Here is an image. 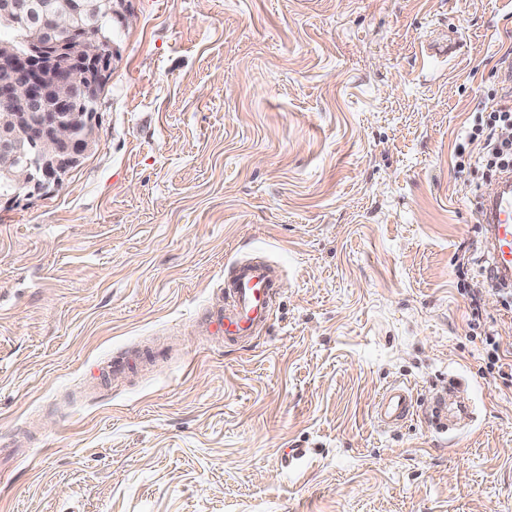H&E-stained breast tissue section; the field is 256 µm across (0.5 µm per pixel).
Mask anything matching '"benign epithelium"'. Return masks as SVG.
Segmentation results:
<instances>
[{
	"label": "benign epithelium",
	"instance_id": "obj_1",
	"mask_svg": "<svg viewBox=\"0 0 512 512\" xmlns=\"http://www.w3.org/2000/svg\"><path fill=\"white\" fill-rule=\"evenodd\" d=\"M28 0H0V23L17 26ZM110 16L112 0H64L46 14L49 30L23 28L0 42V177L21 191L58 185L91 148L93 129L74 111L95 108L112 42L78 14Z\"/></svg>",
	"mask_w": 512,
	"mask_h": 512
}]
</instances>
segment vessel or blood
<instances>
[{"mask_svg": "<svg viewBox=\"0 0 512 512\" xmlns=\"http://www.w3.org/2000/svg\"><path fill=\"white\" fill-rule=\"evenodd\" d=\"M498 191L482 198L478 205V222L484 231L487 251L492 260L495 282L512 285V173L498 178ZM283 293L278 268L264 260H239L224 278L225 308L218 311L215 323L225 346L252 342L268 327L274 308ZM436 421L452 430L460 413L466 412L463 397L445 401L435 394L430 401ZM413 409V393L404 385L393 384L381 393L375 406L378 421L390 426L407 418Z\"/></svg>", "mask_w": 512, "mask_h": 512, "instance_id": "b4317fda", "label": "vessel or blood"}]
</instances>
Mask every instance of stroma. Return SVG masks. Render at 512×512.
I'll return each instance as SVG.
<instances>
[{"instance_id":"stroma-1","label":"stroma","mask_w":512,"mask_h":512,"mask_svg":"<svg viewBox=\"0 0 512 512\" xmlns=\"http://www.w3.org/2000/svg\"><path fill=\"white\" fill-rule=\"evenodd\" d=\"M125 7L93 147L0 200V512H512V381L457 269L494 180L455 157L512 0ZM253 254L284 293L228 348L212 317ZM138 350L153 368L106 379ZM398 382L418 404L381 427ZM471 306V319L469 320L468 327L472 331L473 338L480 336L481 343L486 347L487 363L486 367L488 373L493 374L496 371L498 376L502 379H512V362L510 356V363L503 362L506 359L504 355H500L496 344V336H499L498 330L495 328L494 323L488 324L483 320L479 314L481 297L479 292L465 291ZM507 368V371L505 370ZM497 369V370H496ZM464 401L465 398L463 396H457L452 402L448 403L447 408L442 393H437L432 397L430 401L432 414L435 415V420L438 421L445 431L452 430L454 422L460 420L456 413L457 409L459 413L467 414L468 407Z\"/></svg>"}]
</instances>
